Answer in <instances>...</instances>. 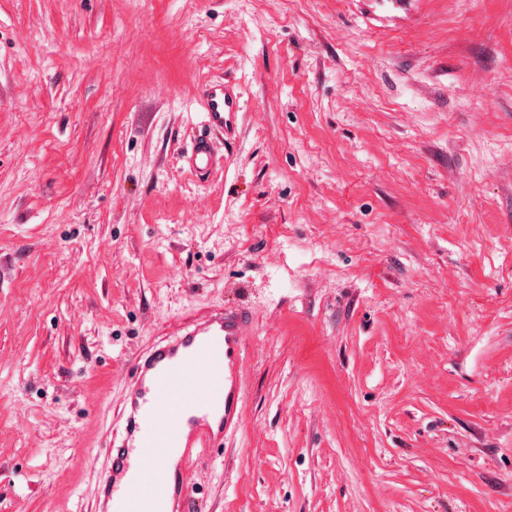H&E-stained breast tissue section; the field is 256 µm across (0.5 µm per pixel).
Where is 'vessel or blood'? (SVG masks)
I'll use <instances>...</instances> for the list:
<instances>
[{
    "instance_id": "vessel-or-blood-1",
    "label": "vessel or blood",
    "mask_w": 512,
    "mask_h": 512,
    "mask_svg": "<svg viewBox=\"0 0 512 512\" xmlns=\"http://www.w3.org/2000/svg\"><path fill=\"white\" fill-rule=\"evenodd\" d=\"M205 136L184 160L198 175L214 164L207 137L232 136L239 115L233 86L199 88ZM246 306H210L159 333L133 359L94 512H203L189 486L193 467L243 426Z\"/></svg>"
}]
</instances>
